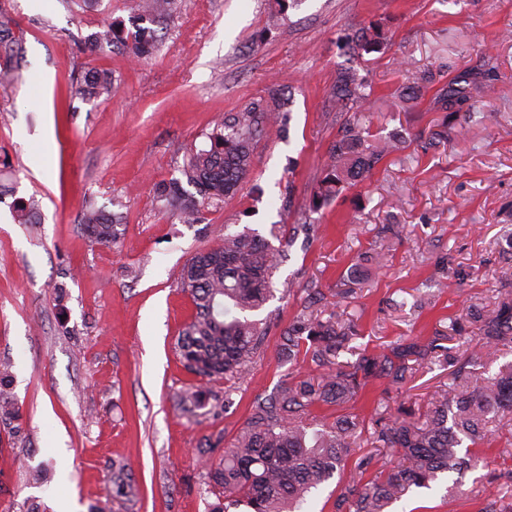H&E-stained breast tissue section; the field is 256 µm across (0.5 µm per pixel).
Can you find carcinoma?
<instances>
[{
	"label": "carcinoma",
	"mask_w": 512,
	"mask_h": 512,
	"mask_svg": "<svg viewBox=\"0 0 512 512\" xmlns=\"http://www.w3.org/2000/svg\"><path fill=\"white\" fill-rule=\"evenodd\" d=\"M277 9L268 27L278 25L288 9L301 0H273ZM144 26L125 30L120 22L106 25L90 35V47L120 45L135 57L155 47V30L150 24L171 15L174 0H142ZM388 31L381 22L362 26L343 38L349 60H362L388 48ZM21 53L20 40L9 24L0 22V83L15 79L12 60ZM403 82L396 88L409 104L427 90L436 88L434 108L447 113V123L435 136L448 140L458 126L472 118L477 101L490 94L498 75L486 56L475 70H465L446 80L444 68L420 66L404 57L399 62ZM112 92V74L92 70L77 84L75 93L91 100ZM267 98L236 113L229 120L217 119L209 135L210 145L193 151L181 169L182 179L158 187L157 197L179 207L186 224L199 221L200 208L217 205L234 196L248 177L257 139L285 120L292 101L281 85L270 82ZM372 95L366 78L351 63L336 70L329 107L345 117L328 150L322 177L310 194L304 218L320 212L343 191L363 182L388 155L403 150L409 141L402 129L386 136L370 133L362 122ZM195 189L183 193L181 181ZM95 241L112 243L116 236V215L87 207L81 217ZM285 258L256 232L244 228L229 231L224 225V245L197 252L184 266L180 287L187 292L194 314L179 333L174 351L185 368L199 377V383L178 396L186 413L209 402L206 383L222 378L224 399L213 408L233 405L235 384L244 379L268 336L255 312L273 297V277ZM468 321L480 333L469 345L464 358L452 355L437 332L432 336L400 339L380 350H362L353 362L339 361L340 353L359 338L355 324H341L334 317L302 315L286 327L276 343L283 361L298 359L308 365L312 376L283 381L270 396H256L248 416L231 446L218 454L213 447L201 448L207 463L209 492L218 504L214 512H305L312 491L338 477L335 512H389L414 489H429L444 473L458 472L466 464L460 456L464 440L476 445L492 432V425L512 417V362L490 377H472L468 366H480L500 344L512 340V293L493 308L472 309ZM454 367L452 380L460 379L468 391L443 394L422 407L399 404L397 413L387 410L371 418L370 438L382 448H394L397 459L373 477L377 465L367 454L350 460V448L365 428L347 415L331 424L311 429L313 410L340 406L353 400L369 382L382 380L386 390L404 387L415 368L433 363ZM8 368L0 370V422L11 425L20 420L10 391ZM218 460H213V454ZM134 484L123 465L112 468V497L127 500Z\"/></svg>",
	"instance_id": "1"
}]
</instances>
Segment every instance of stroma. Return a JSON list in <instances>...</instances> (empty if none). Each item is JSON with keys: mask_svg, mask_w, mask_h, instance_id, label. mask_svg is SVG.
<instances>
[{"mask_svg": "<svg viewBox=\"0 0 512 512\" xmlns=\"http://www.w3.org/2000/svg\"><path fill=\"white\" fill-rule=\"evenodd\" d=\"M139 0H0L25 53L20 77L0 85V365H10L20 427L0 424V512H212L197 450L226 447L256 395L286 375L274 345L308 306L343 322L360 349L441 332L458 348L456 322L468 307H492L512 290V0H302L280 27L266 26L271 0H177L157 26L153 52L91 50L102 24L138 22ZM391 47L362 63L373 88L372 132L397 127L411 145L384 159L301 230L306 200L341 124L327 104L345 58L338 40L372 21ZM492 54L497 89L471 122L435 140L442 113L425 95L394 104L397 59L479 66ZM92 68L110 70L112 92L94 100L71 88ZM277 80L293 99L288 130L255 144L239 191L202 208L197 223L157 200L180 177L190 149L208 141L216 116H231ZM39 207L19 223L14 205ZM117 211L111 245L94 243L86 206ZM250 228L283 248L269 318V345L239 384L231 408L188 414L179 393L195 383L173 352L193 307L179 287L197 252L224 242L225 225ZM448 265L436 272L440 256ZM362 263L363 281L350 270ZM450 384L436 363L417 368L402 393L369 383L347 410L369 417L379 404L424 402ZM462 477L411 491L395 512H484L490 481L512 470V426H498ZM134 474L138 494L113 502L112 465ZM37 468L52 475L31 483Z\"/></svg>", "mask_w": 512, "mask_h": 512, "instance_id": "35a3bbf8", "label": "stroma"}]
</instances>
